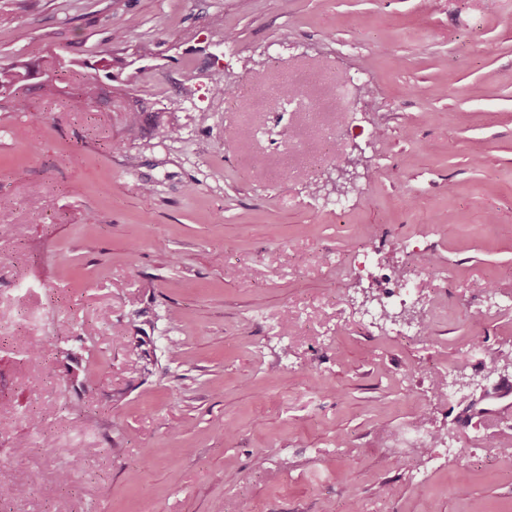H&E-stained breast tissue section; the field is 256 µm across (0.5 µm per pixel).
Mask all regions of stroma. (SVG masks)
<instances>
[{"mask_svg":"<svg viewBox=\"0 0 512 512\" xmlns=\"http://www.w3.org/2000/svg\"><path fill=\"white\" fill-rule=\"evenodd\" d=\"M104 53L122 108L0 109V512H512L463 417L512 345V0H0V66ZM366 252L446 279L421 337L357 323ZM395 443L397 447L423 448L430 452L431 448L447 446L448 439L436 430H430L426 422L416 421L397 433Z\"/></svg>","mask_w":512,"mask_h":512,"instance_id":"1","label":"stroma"}]
</instances>
